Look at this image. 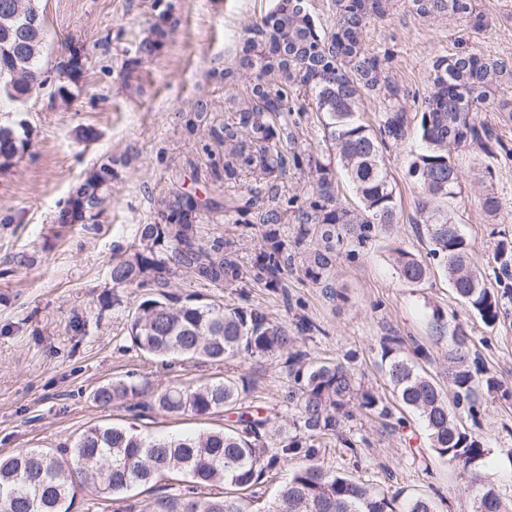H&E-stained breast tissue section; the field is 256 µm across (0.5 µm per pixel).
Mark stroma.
<instances>
[{"mask_svg":"<svg viewBox=\"0 0 512 512\" xmlns=\"http://www.w3.org/2000/svg\"><path fill=\"white\" fill-rule=\"evenodd\" d=\"M168 2L176 20L169 42L126 82L122 67L147 33L153 0H35L46 20L43 64L48 73H55L70 44L83 49L87 62L70 96L45 90L21 107L32 146L0 172V456L52 448L94 425L130 424L144 434L164 435L223 427V418L215 416L168 418L147 410L135 418L119 406H98L93 392L99 385L132 373L154 385L227 373L244 377L254 405L272 418L278 434L288 432V375L281 359L164 363L129 347L127 315L145 291L113 287L112 261L128 251L138 225L153 223L158 199L169 192L180 188L223 200L203 135L185 129L187 111L201 97L223 107L226 90L209 72L223 66L242 31L271 6V0ZM478 4L489 20L479 31L454 17L420 18L406 0H391L387 18L370 25L366 47L408 87V111H415L420 96L427 94L438 56L464 47L512 60V0ZM478 117L493 128L503 148L492 157L472 149L455 153L462 193L453 209L476 266L491 279L499 243L512 241V89L491 91ZM87 128L93 129V139H79V130ZM417 149V142L408 140L385 151L386 167L401 195V219L356 259L337 255L340 298L324 297L294 270L286 276L284 297L253 283L239 291L184 274L174 281L177 293L230 305L245 299L291 324L300 316L310 318L321 332L303 337L301 349L317 359L353 354L354 372L389 403L394 397L381 367L379 339L391 332L404 338L405 351L424 346L430 353L427 372L447 386L448 334L430 320L437 307L449 324L467 328L488 371L512 389V301L489 328L456 302L440 270H433L422 287L411 288L388 262L392 244L421 256L430 249L426 234L413 222L415 189L408 161ZM110 156L126 157L127 163L112 183V204L97 226L56 223L71 185ZM489 195L499 202L493 213L484 206ZM202 227L205 239L221 235L234 240L242 263L250 264L260 240L258 228L225 222L220 212L207 213ZM22 254L29 256V264L17 263ZM480 403L479 432L488 446L485 468L512 495V398L485 392ZM354 426L369 438V447L351 458L328 443L320 464L392 493L429 497L437 512H472L476 490L469 477L431 448L410 451L400 432L373 417H357Z\"/></svg>","mask_w":512,"mask_h":512,"instance_id":"obj_1","label":"stroma"}]
</instances>
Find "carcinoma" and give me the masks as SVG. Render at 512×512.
<instances>
[{
    "label": "carcinoma",
    "mask_w": 512,
    "mask_h": 512,
    "mask_svg": "<svg viewBox=\"0 0 512 512\" xmlns=\"http://www.w3.org/2000/svg\"><path fill=\"white\" fill-rule=\"evenodd\" d=\"M422 18H461L475 29L486 26L477 0H408ZM154 20L148 34L126 59L124 78L156 56L175 26L170 5L153 0ZM333 24L321 27L306 0H272L261 19L238 41L234 63L213 77L233 88L244 76L240 93L224 98L229 116L218 121L200 101L185 122L189 133L205 128L208 144L222 148V163L213 176L241 191L224 204L188 192L174 191L160 202L159 220L141 224L136 242L112 263L116 288H147L127 322L132 346L157 359L224 362L233 358L279 356L288 371L285 402L292 429L281 438V449L269 452L271 418L250 405V386L242 378L222 377L169 383L152 391L134 376L114 378L94 390L102 407L145 408L165 417H224L228 425L181 437L152 436L132 427L95 425L49 450L24 449L0 457V512H70L86 491L110 496L112 512H436L427 497L405 501L317 463L323 439L336 438L355 452L369 446L346 431L354 410L382 419L391 409L364 385L346 363L312 359L297 348L300 336L319 330L307 318L289 327L253 304L224 306L195 294L173 291L179 271L224 288L254 280L269 291H285V275L301 255L304 279L327 295L338 296L334 265L338 247L363 249L373 237L399 223L396 189L385 165L384 150L410 138L420 149L412 155L409 174L417 188L415 208L431 248L429 255L467 310L492 327L512 300V287H487L471 260V247L461 233L448 229V214L461 194L453 153L477 147L492 153L498 143L492 128L477 119L493 81L512 84V62L489 60L463 49L432 62L430 91L423 97L420 117L407 111L410 92L383 60L365 47L368 26L384 20L389 0H331ZM34 0H0V109L17 108L50 82L41 65L45 21ZM84 65L68 49L59 63L60 80L75 81ZM307 97L323 130L326 147L317 153L303 143V128L294 113L295 98ZM365 95L380 99L378 129L364 124L357 105ZM30 146L25 121L0 123V171L8 170ZM122 160L108 158L70 188L57 216L59 224H97L111 201L112 181ZM312 180L314 195L304 201L283 191L288 173ZM344 178L353 188L357 206L337 200ZM224 214L261 228V241L250 267L238 259L234 243L215 237L204 241L200 223L206 212ZM299 224L294 240L285 239L280 225L288 217ZM502 276L512 277V241L499 244L494 256ZM389 261L405 285L418 288L430 267L400 246L389 250ZM448 387L445 392L423 368L429 359L422 347L414 356L404 338L381 337L380 357L399 404L423 422L430 448L467 474L478 488L473 512H512V496L502 492L483 468L488 454L484 437L468 430L465 421L480 417L479 387L497 392L493 376L483 379L480 358L472 355L467 330L454 326L450 336ZM302 462L289 475L272 502L260 485L276 478L282 459ZM159 489L146 502L132 492Z\"/></svg>",
    "instance_id": "carcinoma-1"
}]
</instances>
